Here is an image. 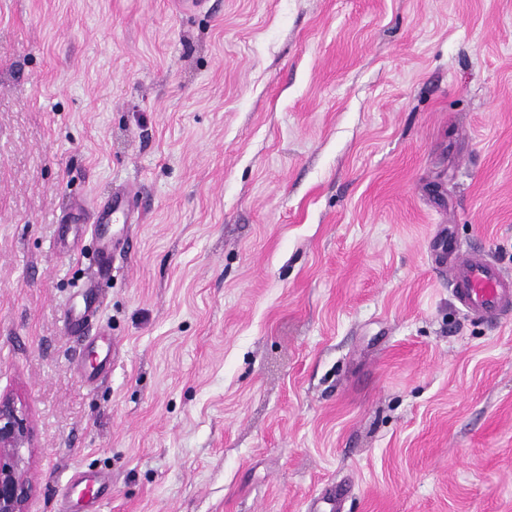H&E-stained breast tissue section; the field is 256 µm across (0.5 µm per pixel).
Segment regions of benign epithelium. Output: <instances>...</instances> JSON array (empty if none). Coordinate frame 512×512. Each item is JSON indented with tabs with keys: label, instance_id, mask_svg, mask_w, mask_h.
<instances>
[{
	"label": "benign epithelium",
	"instance_id": "obj_1",
	"mask_svg": "<svg viewBox=\"0 0 512 512\" xmlns=\"http://www.w3.org/2000/svg\"><path fill=\"white\" fill-rule=\"evenodd\" d=\"M31 441V430L10 397L0 396V512H27L34 493L20 449Z\"/></svg>",
	"mask_w": 512,
	"mask_h": 512
}]
</instances>
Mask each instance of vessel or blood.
<instances>
[{
	"instance_id": "b4317fda",
	"label": "vessel or blood",
	"mask_w": 512,
	"mask_h": 512,
	"mask_svg": "<svg viewBox=\"0 0 512 512\" xmlns=\"http://www.w3.org/2000/svg\"><path fill=\"white\" fill-rule=\"evenodd\" d=\"M136 197L128 187L116 189L111 199L93 211V224H128L133 219L132 202ZM449 282L464 312L495 322L512 315V279L499 266L471 253L455 256L448 268ZM92 289H85L84 304L70 308L67 322L71 329L85 330L95 314Z\"/></svg>"
}]
</instances>
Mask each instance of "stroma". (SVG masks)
<instances>
[{
    "label": "stroma",
    "mask_w": 512,
    "mask_h": 512,
    "mask_svg": "<svg viewBox=\"0 0 512 512\" xmlns=\"http://www.w3.org/2000/svg\"><path fill=\"white\" fill-rule=\"evenodd\" d=\"M140 221L73 334L97 246ZM512 0H0V394L29 512H512ZM136 197L134 190L128 187L118 188L112 193L111 199L93 210V231L97 224H131L133 219L132 202ZM453 292L464 312L497 322L512 314V280L481 255H456L448 268ZM84 288L83 306L79 309L71 307L67 316L68 326L73 330L81 332L88 327L96 311L95 300L93 299V288H95V284L93 282L87 283Z\"/></svg>",
    "instance_id": "stroma-1"
}]
</instances>
